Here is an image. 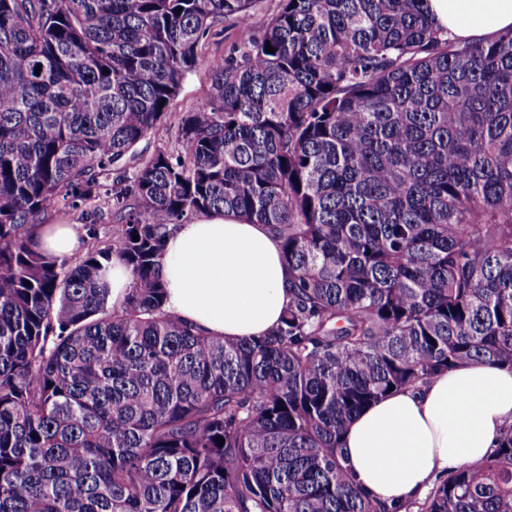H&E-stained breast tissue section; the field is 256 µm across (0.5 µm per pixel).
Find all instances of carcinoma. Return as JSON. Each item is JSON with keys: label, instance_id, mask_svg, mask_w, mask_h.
<instances>
[{"label": "carcinoma", "instance_id": "obj_1", "mask_svg": "<svg viewBox=\"0 0 512 512\" xmlns=\"http://www.w3.org/2000/svg\"><path fill=\"white\" fill-rule=\"evenodd\" d=\"M253 2L0 0V512H512V424L420 504L374 501L339 444L392 388L512 368V30L460 41L428 0H280L256 28ZM226 20L181 150L129 171ZM97 189L107 247L40 251ZM217 212L280 239L265 336L165 307L170 231ZM106 279L112 288V303L123 299L131 285V275L128 269L118 260H112Z\"/></svg>", "mask_w": 512, "mask_h": 512}]
</instances>
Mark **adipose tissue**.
<instances>
[{
  "label": "adipose tissue",
  "instance_id": "ef3b65f1",
  "mask_svg": "<svg viewBox=\"0 0 512 512\" xmlns=\"http://www.w3.org/2000/svg\"><path fill=\"white\" fill-rule=\"evenodd\" d=\"M430 13L465 40L512 29V0H430ZM35 238L58 258L81 247L70 224L40 226ZM159 274L171 312L228 340L265 335L288 301L279 239L227 213L177 226ZM509 423L512 369L467 364L373 403L347 423L341 445L361 487L390 505L420 499L439 476L486 458Z\"/></svg>",
  "mask_w": 512,
  "mask_h": 512
}]
</instances>
